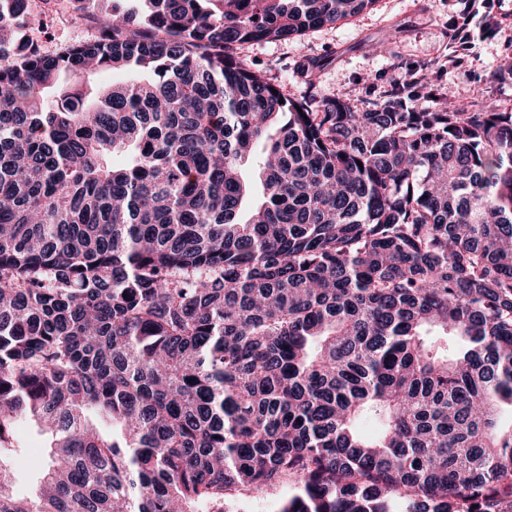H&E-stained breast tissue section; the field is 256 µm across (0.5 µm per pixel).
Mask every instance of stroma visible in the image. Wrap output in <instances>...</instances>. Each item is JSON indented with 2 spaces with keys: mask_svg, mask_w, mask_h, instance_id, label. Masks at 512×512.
I'll return each instance as SVG.
<instances>
[{
  "mask_svg": "<svg viewBox=\"0 0 512 512\" xmlns=\"http://www.w3.org/2000/svg\"><path fill=\"white\" fill-rule=\"evenodd\" d=\"M48 16L33 33L47 53L93 39L88 14L69 0H31ZM237 56L288 98L370 101L419 71L478 108H512V0H377L358 17L296 41L240 45Z\"/></svg>",
  "mask_w": 512,
  "mask_h": 512,
  "instance_id": "1",
  "label": "stroma"
}]
</instances>
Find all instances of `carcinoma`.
Segmentation results:
<instances>
[{"label": "carcinoma", "instance_id": "carcinoma-1", "mask_svg": "<svg viewBox=\"0 0 512 512\" xmlns=\"http://www.w3.org/2000/svg\"><path fill=\"white\" fill-rule=\"evenodd\" d=\"M73 2L48 54L0 0V512H512V112L233 55L375 0ZM32 7L48 15V27L43 32L27 31L46 53L93 39L97 34L87 13L76 12L68 0H31ZM13 435L17 444L25 448L19 462V484L22 489H26L27 474L39 463L44 440L37 436L23 419L17 422ZM294 493L292 484H286L275 491H244L228 498L229 508L235 512H278L283 499Z\"/></svg>", "mask_w": 512, "mask_h": 512}]
</instances>
